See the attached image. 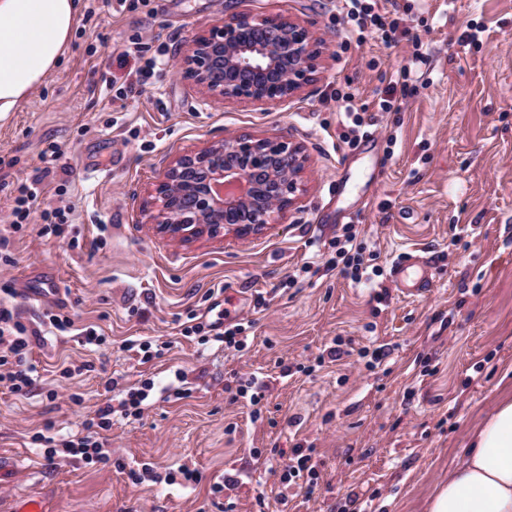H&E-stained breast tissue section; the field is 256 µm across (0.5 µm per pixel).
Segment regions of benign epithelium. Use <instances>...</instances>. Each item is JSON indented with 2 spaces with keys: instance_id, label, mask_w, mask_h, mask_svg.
<instances>
[{
  "instance_id": "obj_1",
  "label": "benign epithelium",
  "mask_w": 512,
  "mask_h": 512,
  "mask_svg": "<svg viewBox=\"0 0 512 512\" xmlns=\"http://www.w3.org/2000/svg\"><path fill=\"white\" fill-rule=\"evenodd\" d=\"M315 56L297 24L244 11L194 36L183 66L210 99L283 102L309 80ZM303 168L300 148L286 140L231 137L179 158L156 188L161 230L179 240L226 227L256 232L293 204ZM171 210L179 217L167 224Z\"/></svg>"
}]
</instances>
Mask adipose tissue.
<instances>
[{
	"mask_svg": "<svg viewBox=\"0 0 512 512\" xmlns=\"http://www.w3.org/2000/svg\"><path fill=\"white\" fill-rule=\"evenodd\" d=\"M79 0H0V120L19 111L66 54ZM427 512H512V396L479 424Z\"/></svg>",
	"mask_w": 512,
	"mask_h": 512,
	"instance_id": "adipose-tissue-1",
	"label": "adipose tissue"
}]
</instances>
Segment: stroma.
<instances>
[{
  "label": "stroma",
  "instance_id": "obj_1",
  "mask_svg": "<svg viewBox=\"0 0 512 512\" xmlns=\"http://www.w3.org/2000/svg\"><path fill=\"white\" fill-rule=\"evenodd\" d=\"M399 2L415 16L427 61L400 111L381 114L378 98L413 47L358 42L339 0H137L118 9L81 0L63 61L0 122V234L11 255L0 260V301L45 338L32 353L37 386H0V512L31 500L48 512H344L351 494L369 512H425L474 429L512 391V0ZM241 11L311 32L313 79L288 102H208L185 77L187 42ZM469 23L482 27L481 42L457 51ZM132 43L137 53L125 54ZM150 57L163 67L139 93L116 99L101 83L104 74L125 83ZM347 88L381 128L371 148L337 139L333 96ZM231 135L301 147L295 204L246 237L170 241L154 221L164 167ZM52 142L69 171L45 179L39 202L69 209L64 241L42 235L35 218L13 225V189L42 167ZM116 154L125 166L113 171ZM91 166L110 174L88 176ZM345 224L384 270L374 287L333 273L289 283ZM410 249L432 261L433 286L420 298L403 296L391 275ZM61 303L75 316L65 333L43 318ZM211 310L248 323L246 349L184 335L191 314ZM87 327L101 345H83ZM336 338L339 360L318 363ZM164 341L169 350L143 361L141 343ZM380 346L388 358L366 369L363 351ZM177 375L180 399L167 390ZM252 376L255 405L234 397ZM149 381L148 406L126 414L130 392ZM107 402L108 462L63 454L46 465L41 437L83 436ZM297 446L314 451L310 497L261 463ZM144 466L160 482L128 478ZM182 466L201 481L163 483Z\"/></svg>",
  "mask_w": 512,
  "mask_h": 512
}]
</instances>
